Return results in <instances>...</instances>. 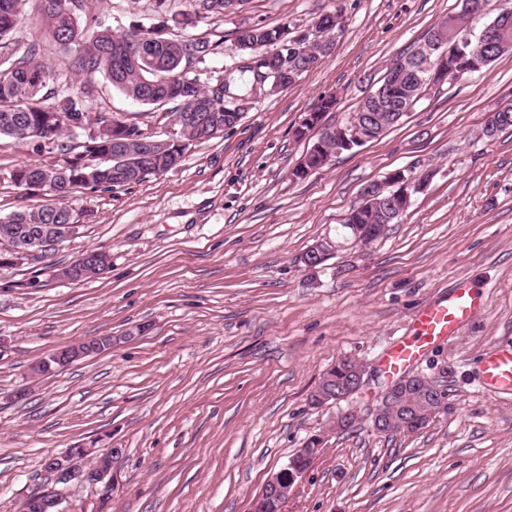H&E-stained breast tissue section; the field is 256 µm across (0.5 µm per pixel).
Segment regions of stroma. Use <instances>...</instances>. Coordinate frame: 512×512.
Wrapping results in <instances>:
<instances>
[{
	"label": "stroma",
	"instance_id": "1",
	"mask_svg": "<svg viewBox=\"0 0 512 512\" xmlns=\"http://www.w3.org/2000/svg\"><path fill=\"white\" fill-rule=\"evenodd\" d=\"M165 9L191 13L187 35L218 45L188 70L204 87L236 69L240 27L307 29L337 14L344 32L297 84L258 92L236 126L191 142L175 169L112 190L77 188L78 235L0 269V512L41 488L49 456L90 441L120 451L108 512H251L267 479L319 434L324 449L283 512H512V398L480 381L484 353L512 345V129L482 135L490 113L512 104V53L298 178L311 143L295 131L320 100L336 99L324 123L344 122L462 0H242L220 16L167 0ZM80 17L116 34L161 25L155 0H84ZM14 39L39 45L51 67L47 105L78 93L89 116L163 138L174 130L169 108L75 71L37 14ZM52 160L0 136L1 217L44 202L10 172ZM410 167L436 174L368 256L346 244L305 268L301 255L341 233L365 185ZM95 247L110 251L108 273L56 278ZM460 284L484 294V309L415 366L447 393L448 410L412 434L377 433L379 358L421 305ZM104 335L116 338L111 350L31 377L41 357ZM344 357L365 365L367 384L311 406ZM21 389L26 398L15 399ZM342 409L356 426L328 432Z\"/></svg>",
	"mask_w": 512,
	"mask_h": 512
}]
</instances>
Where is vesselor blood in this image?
I'll list each match as a JSON object with an SVG mask.
<instances>
[{
  "instance_id": "1",
  "label": "vessel or blood",
  "mask_w": 512,
  "mask_h": 512,
  "mask_svg": "<svg viewBox=\"0 0 512 512\" xmlns=\"http://www.w3.org/2000/svg\"><path fill=\"white\" fill-rule=\"evenodd\" d=\"M482 298L471 288H457L423 305L415 314L409 332L386 351L378 363L386 378H397L430 348L450 336L480 310ZM485 388L503 395H512V346L487 354L482 367Z\"/></svg>"
}]
</instances>
